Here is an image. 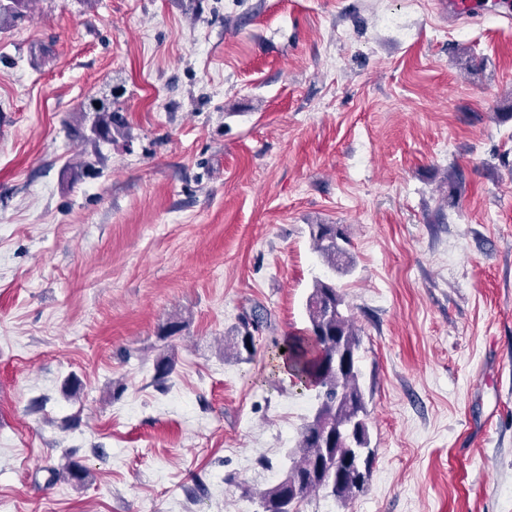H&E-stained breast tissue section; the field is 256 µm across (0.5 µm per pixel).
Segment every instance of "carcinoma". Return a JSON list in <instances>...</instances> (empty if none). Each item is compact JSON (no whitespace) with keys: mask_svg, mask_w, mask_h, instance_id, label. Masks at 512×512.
<instances>
[{"mask_svg":"<svg viewBox=\"0 0 512 512\" xmlns=\"http://www.w3.org/2000/svg\"><path fill=\"white\" fill-rule=\"evenodd\" d=\"M30 0H18L13 7H0V27L17 22L27 13ZM95 139L113 142L125 137L124 118L117 112L95 113ZM350 238L337 224H313L310 238L314 250L332 270L342 274L353 268L348 248L336 246V237ZM346 301L336 286L314 281L307 298V326L299 336L283 343L285 360L295 383L315 391L317 406L303 424L296 458L284 477L260 495L262 512H296L304 499L327 490L347 504L363 492L370 476L375 451L371 448L365 391L361 383L359 329L344 313ZM264 314L253 310L241 318L235 341L224 350L236 355L255 352L254 333L261 330ZM173 370V363L161 357L155 363L154 382L161 388ZM57 476L74 485L89 478L87 469L70 461Z\"/></svg>","mask_w":512,"mask_h":512,"instance_id":"obj_1","label":"carcinoma"}]
</instances>
